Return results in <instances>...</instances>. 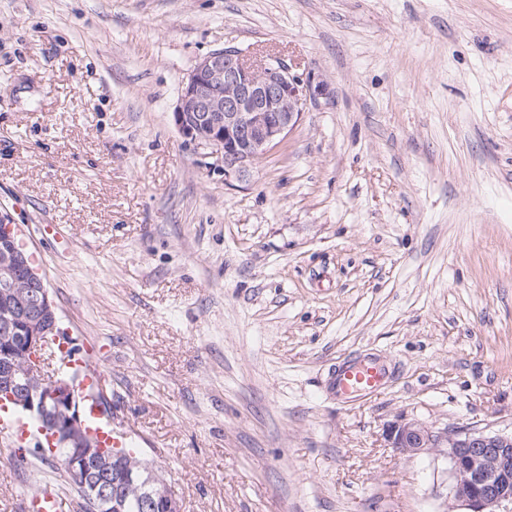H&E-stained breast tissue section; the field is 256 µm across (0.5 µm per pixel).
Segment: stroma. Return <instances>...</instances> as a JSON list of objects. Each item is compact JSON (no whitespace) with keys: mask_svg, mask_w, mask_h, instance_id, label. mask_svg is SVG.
Wrapping results in <instances>:
<instances>
[{"mask_svg":"<svg viewBox=\"0 0 512 512\" xmlns=\"http://www.w3.org/2000/svg\"><path fill=\"white\" fill-rule=\"evenodd\" d=\"M227 46L319 85L245 182L173 122ZM0 221L181 512H455L388 433L512 432V0H0ZM388 373V368L372 358L348 360L336 366L331 389L342 399L361 398L383 387Z\"/></svg>","mask_w":512,"mask_h":512,"instance_id":"35a3bbf8","label":"stroma"}]
</instances>
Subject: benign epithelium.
I'll return each mask as SVG.
<instances>
[{
  "mask_svg": "<svg viewBox=\"0 0 512 512\" xmlns=\"http://www.w3.org/2000/svg\"><path fill=\"white\" fill-rule=\"evenodd\" d=\"M312 97L311 82L281 59L252 66L240 49L229 46L197 61L182 84L173 120L187 140L221 155L224 179L242 182L298 124ZM28 260L11 236L0 239V299H16L22 307L18 315L0 317V388L59 446L71 448L67 467L81 481L86 500L109 503L112 478H132V465L112 467L113 451L85 430L76 387L44 371L43 353L56 339V306L41 277L17 279L16 269L27 268ZM21 355L28 358L22 371L17 368ZM389 440L409 457L440 449L453 477L450 494L464 512H512V433L470 429L441 439L429 427L409 422L391 430ZM147 507L148 512H180L168 487L148 494Z\"/></svg>",
  "mask_w": 512,
  "mask_h": 512,
  "instance_id": "obj_1",
  "label": "benign epithelium"
}]
</instances>
